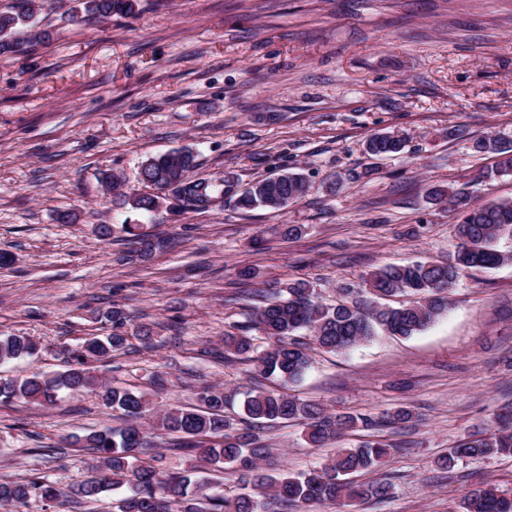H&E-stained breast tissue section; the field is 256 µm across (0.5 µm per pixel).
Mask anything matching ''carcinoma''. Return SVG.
<instances>
[{"instance_id":"carcinoma-1","label":"carcinoma","mask_w":512,"mask_h":512,"mask_svg":"<svg viewBox=\"0 0 512 512\" xmlns=\"http://www.w3.org/2000/svg\"><path fill=\"white\" fill-rule=\"evenodd\" d=\"M136 0H78L77 10L88 16L110 19L135 11ZM37 0H16L10 12H0V55L16 54L28 47L20 37L24 31L35 40L50 34L38 28ZM405 148L402 137L390 132L373 133L366 140L367 151L376 156H396ZM480 153L496 157L485 178L512 176V141L489 136L474 142ZM196 156L183 150L146 158L140 165L138 181L144 191L129 196L118 191L120 176L101 173V183L116 193L122 204L145 214L161 210L178 215L190 209L206 211L229 197L240 210L258 207L283 210L301 200L309 183L301 173L288 168L237 189L230 172L221 178L194 175ZM433 196L449 204L456 224L455 252L443 263L409 261L387 265L369 273L364 283L370 294L391 297L410 293L414 300L399 307H379L367 303L327 306L306 281L290 282L278 292L261 295V305L241 326L242 334L224 337V364L246 363L255 376L273 378L281 385L299 381L311 364L310 351L339 352L371 340L381 329L392 335L412 336L423 331L448 309V293L461 275L474 268H494L512 262V253L500 251L495 243L512 238V199L483 204L472 201L465 189H436ZM128 241L140 245V253L150 255L161 241L143 231L140 224H124ZM109 321L114 332L101 339L91 337L82 343L76 365L53 378L34 374L22 380H0V401L21 399L40 406H54L61 390L96 392L104 405L126 416L130 424L120 429L94 431L82 439L84 447L96 454L97 474L64 492L57 483L36 477L28 481H0V508L26 507L32 500L45 506L63 497L94 503L109 491H117L114 512H288V508L318 502L345 508L353 502L381 500L389 495L391 484L375 481L358 484L351 477L382 468L391 456V446L372 439L355 448H340L320 467L298 474L270 476L260 462L269 454L265 430L274 423L300 422L304 437L315 448L336 441L343 432L374 429L414 421L412 411L397 407L383 418L331 414L319 405L300 400L278 389H256L243 401L241 416L224 414L231 397L224 389L206 386L198 392L196 408H173L155 412L149 427L137 420L152 411L147 394L108 385L87 367V361L104 360L120 349L127 337L115 332L126 322L123 311L115 308ZM259 335H254V332ZM309 335L302 336L300 332ZM37 344L28 336L0 337V362L31 356ZM163 439L168 447L191 454L198 465L178 474L162 471L140 457L146 448L158 447ZM512 455V410L504 409L497 427L474 436L448 450L440 466L449 471L464 458H490ZM231 469L255 493H207L212 474ZM462 512H512V494L492 485L466 492Z\"/></svg>"}]
</instances>
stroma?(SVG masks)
<instances>
[{"label":"stroma","instance_id":"obj_1","mask_svg":"<svg viewBox=\"0 0 512 512\" xmlns=\"http://www.w3.org/2000/svg\"><path fill=\"white\" fill-rule=\"evenodd\" d=\"M74 5L43 0L49 40L0 55V254L11 259L0 266V336L39 345L0 363V378L65 370L85 337L111 332L117 307L128 343L95 363L103 380L158 410L196 405L206 385L243 399L255 380L222 355L255 290L304 279L324 303L348 301L377 268L448 261L455 224L435 188L512 199V176L479 180L495 157L472 149L491 132L512 139V0H137L131 15L81 22ZM453 125L466 138H449ZM376 132L403 137L404 153L366 154ZM183 148L201 177L231 172L245 185L287 166L310 188L285 210L244 213L227 200L174 218L123 207L100 183L109 169L137 191L142 161ZM126 224L163 248L140 256ZM285 224L304 231L283 238ZM449 302L412 337L313 351L287 388L336 414L406 406L409 426L312 448L301 425L278 424L263 469L304 472L375 434L392 456L371 478L392 490L353 512H460L471 488L512 491V457L437 464L512 404V264L463 273ZM120 423L89 392L48 408L0 403V480L83 481L92 453L76 437Z\"/></svg>","mask_w":512,"mask_h":512}]
</instances>
